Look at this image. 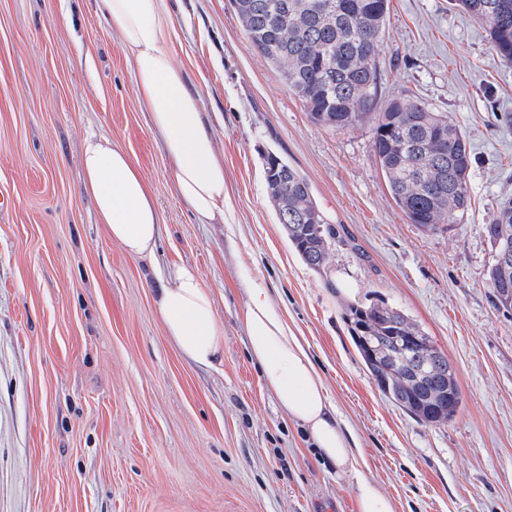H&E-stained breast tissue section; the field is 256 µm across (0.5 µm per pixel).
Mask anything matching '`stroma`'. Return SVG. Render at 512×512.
<instances>
[{
	"label": "stroma",
	"mask_w": 512,
	"mask_h": 512,
	"mask_svg": "<svg viewBox=\"0 0 512 512\" xmlns=\"http://www.w3.org/2000/svg\"><path fill=\"white\" fill-rule=\"evenodd\" d=\"M172 55L224 164L231 207L203 224L179 198L139 105L132 57L96 0H0V512H358L357 480L396 512H512V311L492 303L484 233L512 197V64L448 0H390L383 99L447 114L472 152L471 207L421 232L371 151L373 118L333 131L251 46L231 0H170ZM133 156L162 233L130 256L83 188L89 136ZM310 184L350 243L306 266L268 198V154ZM196 268L224 326V361H187L157 315L156 271ZM266 289L320 371L359 455L337 474L290 422L240 316ZM410 315L456 371L462 407L416 422L367 371L348 302Z\"/></svg>",
	"instance_id": "obj_1"
}]
</instances>
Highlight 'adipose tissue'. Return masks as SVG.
Masks as SVG:
<instances>
[{
	"instance_id": "adipose-tissue-1",
	"label": "adipose tissue",
	"mask_w": 512,
	"mask_h": 512,
	"mask_svg": "<svg viewBox=\"0 0 512 512\" xmlns=\"http://www.w3.org/2000/svg\"><path fill=\"white\" fill-rule=\"evenodd\" d=\"M100 8L133 56L139 102L163 138L176 191L203 223L223 220L231 206L224 165L200 111L201 99L172 62L177 38L168 0H101ZM83 187L112 239L136 258L152 257L161 233L159 214L134 159L105 137H88L80 158ZM157 312L182 355L200 368L224 358V327L194 268L176 265L158 275ZM251 354L290 421L303 427L321 458L337 473H356L355 448L330 403L321 373L283 313L255 289L242 316Z\"/></svg>"
}]
</instances>
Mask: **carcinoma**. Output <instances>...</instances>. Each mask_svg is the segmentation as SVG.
I'll return each instance as SVG.
<instances>
[{
    "label": "carcinoma",
    "mask_w": 512,
    "mask_h": 512,
    "mask_svg": "<svg viewBox=\"0 0 512 512\" xmlns=\"http://www.w3.org/2000/svg\"><path fill=\"white\" fill-rule=\"evenodd\" d=\"M254 50L270 62L317 126L342 130L376 116L372 153L409 223L441 230L470 204L472 156L465 137L416 96H379L375 55L389 0H232ZM481 20L498 60L512 64V0H450ZM278 223L302 261L323 271L342 234L326 221L306 179L270 154L265 168ZM484 231L493 252L512 247V198ZM494 306L512 310V269H489ZM353 342L380 390L416 421L446 425L462 406L454 369L432 339L385 302L348 305Z\"/></svg>",
    "instance_id": "carcinoma-1"
}]
</instances>
